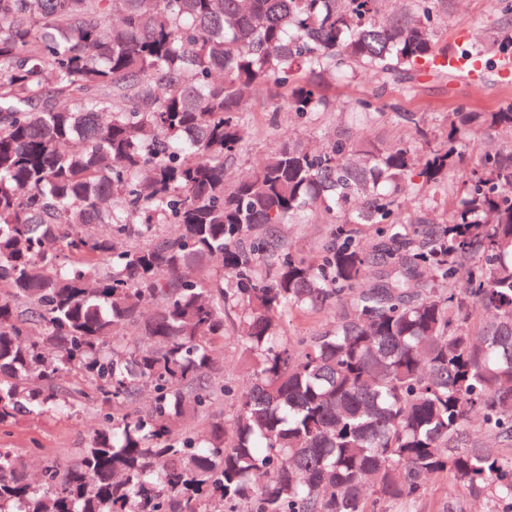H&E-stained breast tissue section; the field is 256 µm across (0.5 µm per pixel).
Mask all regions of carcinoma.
Segmentation results:
<instances>
[{
  "mask_svg": "<svg viewBox=\"0 0 512 512\" xmlns=\"http://www.w3.org/2000/svg\"><path fill=\"white\" fill-rule=\"evenodd\" d=\"M383 2L0 0V426L75 408L69 374L101 417L61 481L0 448V512H400L433 474L512 507V102L459 105L440 138L364 101L412 138L290 140L226 182L246 91L276 86L305 121L336 71L409 83L448 54V0ZM498 5L465 56L512 51ZM473 128L506 142L462 171ZM309 212L336 225L317 263L283 240ZM348 224L376 226L370 249ZM333 300L331 329L283 341V313ZM228 306L239 392L215 376ZM143 390L150 409L121 412Z\"/></svg>",
  "mask_w": 512,
  "mask_h": 512,
  "instance_id": "carcinoma-1",
  "label": "carcinoma"
}]
</instances>
